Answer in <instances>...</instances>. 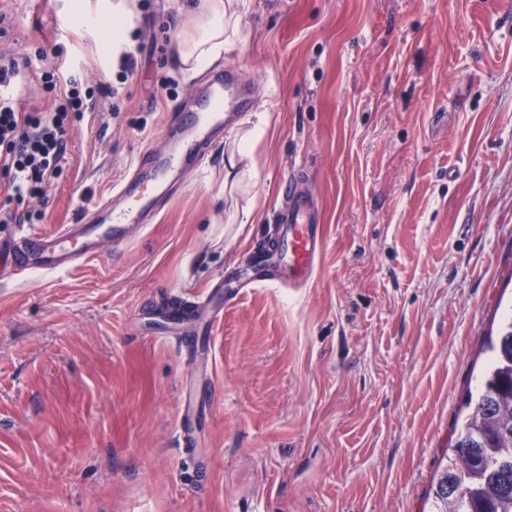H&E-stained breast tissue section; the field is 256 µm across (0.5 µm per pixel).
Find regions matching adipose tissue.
<instances>
[{"mask_svg":"<svg viewBox=\"0 0 512 512\" xmlns=\"http://www.w3.org/2000/svg\"><path fill=\"white\" fill-rule=\"evenodd\" d=\"M240 0H202L192 30L183 34L178 52L187 71H197L218 59L238 31Z\"/></svg>","mask_w":512,"mask_h":512,"instance_id":"1","label":"adipose tissue"}]
</instances>
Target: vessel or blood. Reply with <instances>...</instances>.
<instances>
[{"label":"vessel or blood","mask_w":512,"mask_h":512,"mask_svg":"<svg viewBox=\"0 0 512 512\" xmlns=\"http://www.w3.org/2000/svg\"><path fill=\"white\" fill-rule=\"evenodd\" d=\"M207 81L208 92L201 108L190 119L180 121L177 139L162 154L141 159L125 181L122 192L128 199L126 207L115 209L100 201L96 204L104 215L100 223L63 224L50 234L21 229L0 237V259L9 261L14 275L64 270L95 253L102 243L127 242L132 230L143 226L155 199L167 195L186 169L209 160L217 134L226 125L225 114L246 112L253 89L238 83L234 73L221 69L213 70ZM285 201L277 216L274 240L280 249L279 260L288 271L285 287L303 288L315 275L324 247L323 228L309 192L289 187Z\"/></svg>","instance_id":"obj_1"}]
</instances>
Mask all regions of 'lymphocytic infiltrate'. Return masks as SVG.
Listing matches in <instances>:
<instances>
[{"label": "lymphocytic infiltrate", "mask_w": 512, "mask_h": 512, "mask_svg": "<svg viewBox=\"0 0 512 512\" xmlns=\"http://www.w3.org/2000/svg\"><path fill=\"white\" fill-rule=\"evenodd\" d=\"M47 90L56 94L48 109L27 113L16 100L24 84L18 60L0 56V171L8 177L7 201L24 202L42 197L45 187L61 168L66 132L71 118L92 106L76 77L60 79L56 70L43 71Z\"/></svg>", "instance_id": "f902f5d3"}]
</instances>
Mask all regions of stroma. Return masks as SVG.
<instances>
[{"instance_id":"obj_1","label":"stroma","mask_w":512,"mask_h":512,"mask_svg":"<svg viewBox=\"0 0 512 512\" xmlns=\"http://www.w3.org/2000/svg\"><path fill=\"white\" fill-rule=\"evenodd\" d=\"M124 2L131 74L81 21L113 0H0L21 110L52 103L45 55L95 92L29 229L125 205L118 183L202 95L178 53L201 0ZM218 64L256 96L147 229L0 282V512H429L512 308V0H245ZM260 112L253 175L225 182ZM290 179L323 215L314 281L169 324L163 304L243 267Z\"/></svg>"}]
</instances>
